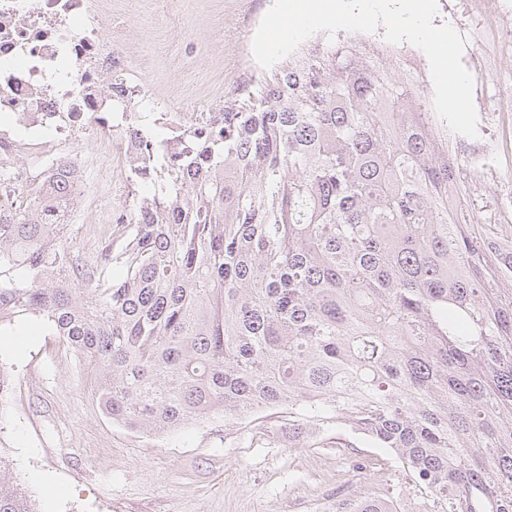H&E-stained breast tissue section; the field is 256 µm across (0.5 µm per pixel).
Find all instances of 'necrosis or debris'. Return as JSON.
I'll return each mask as SVG.
<instances>
[{
  "label": "necrosis or debris",
  "instance_id": "obj_1",
  "mask_svg": "<svg viewBox=\"0 0 512 512\" xmlns=\"http://www.w3.org/2000/svg\"><path fill=\"white\" fill-rule=\"evenodd\" d=\"M111 15L112 0H0V173L12 206L34 201L79 224V197L47 192L46 180L62 173L77 184L116 158L135 182L131 115L145 92L125 45L101 34ZM84 135L92 150L79 148Z\"/></svg>",
  "mask_w": 512,
  "mask_h": 512
}]
</instances>
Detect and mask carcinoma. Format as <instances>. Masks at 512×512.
Wrapping results in <instances>:
<instances>
[{
	"mask_svg": "<svg viewBox=\"0 0 512 512\" xmlns=\"http://www.w3.org/2000/svg\"><path fill=\"white\" fill-rule=\"evenodd\" d=\"M315 42L174 143L145 134L132 236L0 199V319L37 313L132 430L288 408L394 452L414 512H512V240L448 211L463 161L412 81ZM125 275L108 279L112 262ZM0 512H31L0 478ZM327 512H400L347 495Z\"/></svg>",
	"mask_w": 512,
	"mask_h": 512,
	"instance_id": "carcinoma-1",
	"label": "carcinoma"
}]
</instances>
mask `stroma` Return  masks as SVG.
Wrapping results in <instances>:
<instances>
[{"label": "stroma", "instance_id": "1", "mask_svg": "<svg viewBox=\"0 0 512 512\" xmlns=\"http://www.w3.org/2000/svg\"><path fill=\"white\" fill-rule=\"evenodd\" d=\"M273 0H112V33L132 52L136 80L161 101L182 108L223 105L234 90L265 75L243 59L252 52L250 19L263 17ZM434 25L450 23L466 37L464 65L492 56V0H438ZM499 81L475 83L480 139L499 133V101L512 90V59L497 61ZM488 171L470 187L478 220L498 203L500 183L512 166L488 158ZM116 163L90 170L79 187L85 223L75 225V253L88 263L100 256L97 224L106 219L99 186L117 183ZM0 367L13 378L0 406V453L36 512H323L341 495L378 493L396 465L381 448H317L288 435V410L260 412L262 432L249 420L225 427L223 416L177 430L140 433L113 423L98 406L83 362L60 352L48 323L26 314L0 324ZM368 461L355 473L352 459Z\"/></svg>", "mask_w": 512, "mask_h": 512}]
</instances>
